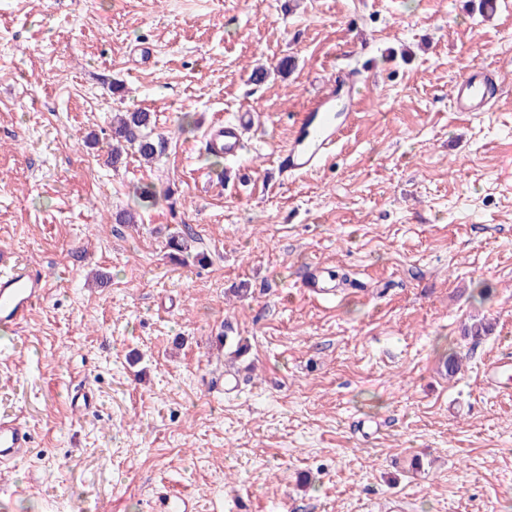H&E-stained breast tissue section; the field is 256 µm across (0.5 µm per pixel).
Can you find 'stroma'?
<instances>
[{
  "label": "stroma",
  "instance_id": "1",
  "mask_svg": "<svg viewBox=\"0 0 512 512\" xmlns=\"http://www.w3.org/2000/svg\"><path fill=\"white\" fill-rule=\"evenodd\" d=\"M475 66L506 90L453 111ZM342 73L363 86L334 155L275 178ZM137 109L161 153L108 164ZM239 112L229 164L205 133ZM0 258L48 281L0 346V416L33 436L0 512H151L165 491L196 512H512V395L484 382L512 351V0H0ZM318 266L355 288L320 300ZM476 318L491 331L464 339Z\"/></svg>",
  "mask_w": 512,
  "mask_h": 512
}]
</instances>
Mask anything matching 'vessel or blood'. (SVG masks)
<instances>
[{"mask_svg": "<svg viewBox=\"0 0 512 512\" xmlns=\"http://www.w3.org/2000/svg\"><path fill=\"white\" fill-rule=\"evenodd\" d=\"M503 94L489 82L484 71H466L457 80L451 98L455 111L486 112ZM343 99L338 85H331L317 96L305 112L293 120L294 135L278 152V169L296 175L321 168L330 158L342 132ZM250 113H239L235 121L211 124L206 134V149L216 156L237 157L243 149L242 130L250 124ZM46 279L21 262L0 260V335H17L21 322L42 298ZM487 375L494 390L512 392V359L502 358L491 364ZM32 434L25 423L0 416V464H9L28 453ZM153 512H195L187 496L157 497Z\"/></svg>", "mask_w": 512, "mask_h": 512, "instance_id": "b4317fda", "label": "vessel or blood"}]
</instances>
